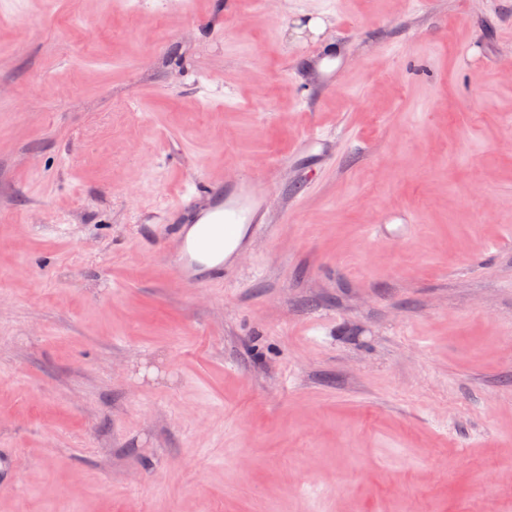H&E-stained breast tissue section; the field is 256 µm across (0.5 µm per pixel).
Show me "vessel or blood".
Segmentation results:
<instances>
[{
    "instance_id": "1",
    "label": "vessel or blood",
    "mask_w": 512,
    "mask_h": 512,
    "mask_svg": "<svg viewBox=\"0 0 512 512\" xmlns=\"http://www.w3.org/2000/svg\"><path fill=\"white\" fill-rule=\"evenodd\" d=\"M269 200L257 193L251 177L232 183L198 179L189 197L171 209L167 242L176 257L166 263L169 282L193 288L219 279L234 259L235 241H249L263 228Z\"/></svg>"
}]
</instances>
